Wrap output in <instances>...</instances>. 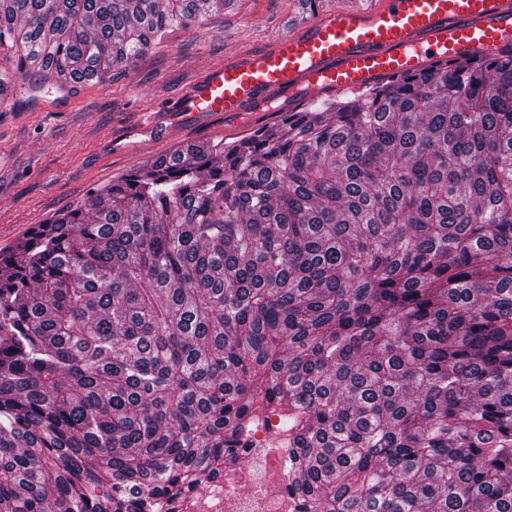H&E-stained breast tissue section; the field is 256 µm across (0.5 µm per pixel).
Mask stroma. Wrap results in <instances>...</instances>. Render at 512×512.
Returning <instances> with one entry per match:
<instances>
[{"mask_svg":"<svg viewBox=\"0 0 512 512\" xmlns=\"http://www.w3.org/2000/svg\"><path fill=\"white\" fill-rule=\"evenodd\" d=\"M312 17L301 0H231L104 80L62 90L24 81L17 101L0 104V250L151 160L278 121L275 112L254 113L245 124L219 114L171 127L161 116L207 67L266 47Z\"/></svg>","mask_w":512,"mask_h":512,"instance_id":"1","label":"stroma"}]
</instances>
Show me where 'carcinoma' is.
I'll return each instance as SVG.
<instances>
[{"label": "carcinoma", "instance_id": "obj_1", "mask_svg": "<svg viewBox=\"0 0 512 512\" xmlns=\"http://www.w3.org/2000/svg\"><path fill=\"white\" fill-rule=\"evenodd\" d=\"M209 0H3L0 82ZM0 251V512H159L274 416L301 512H512V51L96 189Z\"/></svg>", "mask_w": 512, "mask_h": 512}]
</instances>
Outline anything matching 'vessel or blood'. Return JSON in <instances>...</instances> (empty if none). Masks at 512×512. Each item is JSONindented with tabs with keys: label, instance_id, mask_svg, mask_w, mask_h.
Listing matches in <instances>:
<instances>
[{
	"label": "vessel or blood",
	"instance_id": "1",
	"mask_svg": "<svg viewBox=\"0 0 512 512\" xmlns=\"http://www.w3.org/2000/svg\"><path fill=\"white\" fill-rule=\"evenodd\" d=\"M512 50V0H375L330 9L259 51H238L202 73L166 110L175 125L357 93L426 67Z\"/></svg>",
	"mask_w": 512,
	"mask_h": 512
}]
</instances>
